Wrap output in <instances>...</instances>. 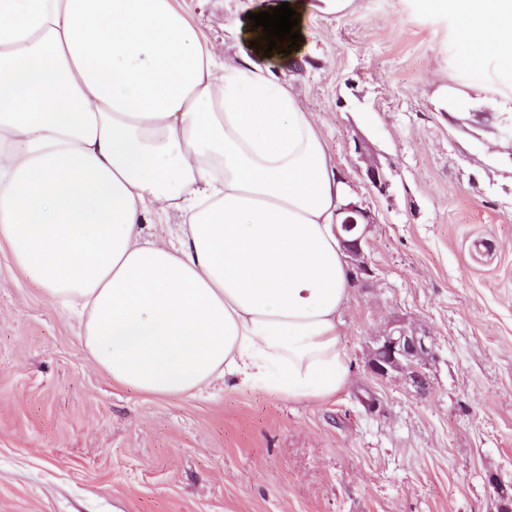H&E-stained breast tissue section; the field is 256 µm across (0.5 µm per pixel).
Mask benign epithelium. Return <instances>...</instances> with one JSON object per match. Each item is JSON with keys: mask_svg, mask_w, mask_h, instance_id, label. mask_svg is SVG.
Masks as SVG:
<instances>
[{"mask_svg": "<svg viewBox=\"0 0 512 512\" xmlns=\"http://www.w3.org/2000/svg\"><path fill=\"white\" fill-rule=\"evenodd\" d=\"M354 142L361 162L357 172L366 186L383 197H392L393 182L385 167L370 155V146L364 138L358 137ZM372 224L374 218L371 212L354 202L336 211L334 233L345 254L349 270L360 276L371 274L366 246ZM430 356L432 348L427 346L425 335L398 320L373 339L368 366L377 376L399 374L415 387L421 388L424 385L422 369Z\"/></svg>", "mask_w": 512, "mask_h": 512, "instance_id": "benign-epithelium-1", "label": "benign epithelium"}]
</instances>
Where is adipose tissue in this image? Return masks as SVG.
<instances>
[{
  "mask_svg": "<svg viewBox=\"0 0 512 512\" xmlns=\"http://www.w3.org/2000/svg\"><path fill=\"white\" fill-rule=\"evenodd\" d=\"M426 3L462 21L464 65H512V0ZM244 38L220 59L176 0H0V237L140 393L320 398L349 377L347 182L287 54ZM168 209L176 236L151 239Z\"/></svg>",
  "mask_w": 512,
  "mask_h": 512,
  "instance_id": "ef3b65f1",
  "label": "adipose tissue"
}]
</instances>
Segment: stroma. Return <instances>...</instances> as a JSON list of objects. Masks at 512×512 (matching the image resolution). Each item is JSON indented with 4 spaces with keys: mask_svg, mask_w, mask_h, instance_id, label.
Masks as SVG:
<instances>
[{
    "mask_svg": "<svg viewBox=\"0 0 512 512\" xmlns=\"http://www.w3.org/2000/svg\"><path fill=\"white\" fill-rule=\"evenodd\" d=\"M220 54L243 0H179ZM287 77L375 223L341 312L348 384L152 396L113 383L0 239V512H512V68L461 63L422 0H309ZM389 167L359 177L356 137ZM394 318L425 328L424 392L368 369ZM354 142L358 159L363 164L358 165L356 169L366 186L380 196L392 197L393 182L385 167L370 155V146L363 137H357Z\"/></svg>",
    "mask_w": 512,
    "mask_h": 512,
    "instance_id": "obj_1",
    "label": "stroma"
}]
</instances>
